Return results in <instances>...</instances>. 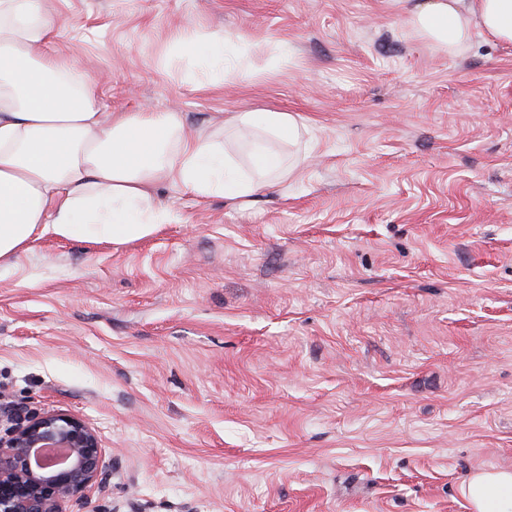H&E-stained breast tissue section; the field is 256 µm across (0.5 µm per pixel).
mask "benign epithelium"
I'll list each match as a JSON object with an SVG mask.
<instances>
[{
	"instance_id": "benign-epithelium-1",
	"label": "benign epithelium",
	"mask_w": 512,
	"mask_h": 512,
	"mask_svg": "<svg viewBox=\"0 0 512 512\" xmlns=\"http://www.w3.org/2000/svg\"><path fill=\"white\" fill-rule=\"evenodd\" d=\"M44 448H64L70 462L35 459ZM96 434L81 419L63 412L18 418L0 435V512H63L99 477Z\"/></svg>"
}]
</instances>
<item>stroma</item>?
<instances>
[{"label": "stroma", "mask_w": 512, "mask_h": 512, "mask_svg": "<svg viewBox=\"0 0 512 512\" xmlns=\"http://www.w3.org/2000/svg\"><path fill=\"white\" fill-rule=\"evenodd\" d=\"M412 4L57 0L103 111L308 128L244 204L165 182L152 235L48 234L0 270V395L101 448L69 512H472L463 481L512 471V45L444 54ZM214 29L250 73L183 55ZM227 123L235 133L260 130L286 147L297 146L306 130L294 114L273 110L236 112Z\"/></svg>", "instance_id": "1"}]
</instances>
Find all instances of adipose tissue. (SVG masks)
I'll return each mask as SVG.
<instances>
[{"mask_svg":"<svg viewBox=\"0 0 512 512\" xmlns=\"http://www.w3.org/2000/svg\"><path fill=\"white\" fill-rule=\"evenodd\" d=\"M409 25L447 53L477 32L510 45L512 0H416ZM55 34L54 0H0V269L47 234L116 244L150 236L171 220L152 194L161 182L239 202L292 173L286 149L304 131L294 114L231 116L234 132L259 130L282 145L254 144L242 167L179 113L103 112V75L50 51ZM178 43L196 63L240 67L243 51L226 32L186 33ZM462 492L473 512H512V471L475 473Z\"/></svg>","mask_w":512,"mask_h":512,"instance_id":"1","label":"adipose tissue"}]
</instances>
